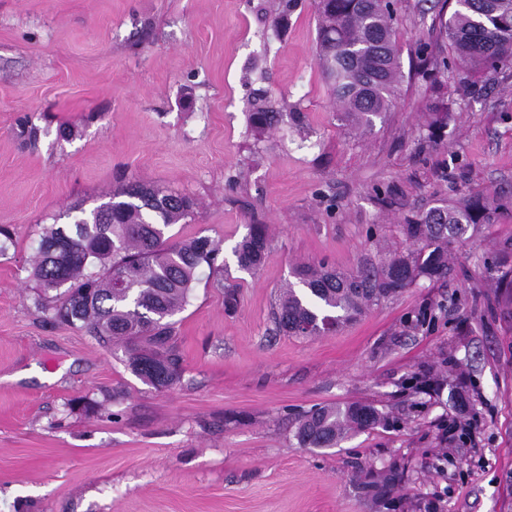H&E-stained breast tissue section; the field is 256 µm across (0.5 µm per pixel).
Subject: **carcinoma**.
I'll use <instances>...</instances> for the list:
<instances>
[{
	"mask_svg": "<svg viewBox=\"0 0 512 512\" xmlns=\"http://www.w3.org/2000/svg\"><path fill=\"white\" fill-rule=\"evenodd\" d=\"M318 63L339 106L340 119L369 129L387 112L402 79L394 11L379 0H317ZM442 45L420 46L416 66L447 67L448 46L474 75L512 67V0H441ZM250 120L257 129L278 122L260 109ZM106 210L80 204L65 214L68 224L44 229L31 278L37 306L52 322L85 330L99 344H123L132 372L158 391L179 378L174 351V317L189 302L199 270L213 268L219 252L206 235L177 241L167 229L190 216L194 200L128 181L104 203ZM483 198L413 212L401 224L406 239L419 247L395 254L379 267L341 272L324 263L294 268L297 285H288L273 312L277 332L287 336L335 333L375 302L420 279L445 280L453 245L482 224L493 210ZM268 242L260 228L235 248L238 266L256 271ZM512 243L485 261L488 273L507 280ZM385 422L371 403L352 402L314 408L296 419L292 438L301 448H334L350 431L372 430Z\"/></svg>",
	"mask_w": 512,
	"mask_h": 512,
	"instance_id": "cac0c4a2",
	"label": "carcinoma"
}]
</instances>
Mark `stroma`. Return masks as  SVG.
Returning a JSON list of instances; mask_svg holds the SVG:
<instances>
[{
  "instance_id": "1",
  "label": "stroma",
  "mask_w": 512,
  "mask_h": 512,
  "mask_svg": "<svg viewBox=\"0 0 512 512\" xmlns=\"http://www.w3.org/2000/svg\"><path fill=\"white\" fill-rule=\"evenodd\" d=\"M0 0V512H512V69L424 76L428 0H396L404 74L370 130L343 126L316 62V0ZM448 123L427 145L428 107ZM278 112L261 132L259 103ZM194 198L170 227L220 245L177 316L158 391L123 347L47 321L28 261L43 227L124 181ZM507 201L420 281L340 332L272 320L298 264L404 253L406 214ZM258 272L234 249L252 225ZM234 286V307L225 304ZM374 404L387 424L301 448L294 418ZM268 242L261 228H254L235 248L238 266L246 271H257L264 263Z\"/></svg>"
}]
</instances>
